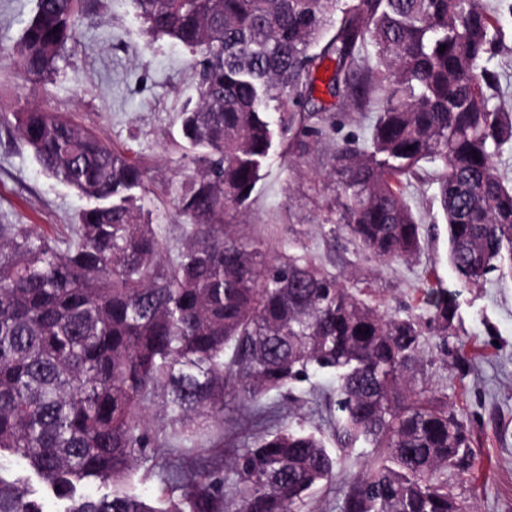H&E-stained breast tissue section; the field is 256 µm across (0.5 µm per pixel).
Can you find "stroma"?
<instances>
[{
	"label": "stroma",
	"instance_id": "obj_1",
	"mask_svg": "<svg viewBox=\"0 0 512 512\" xmlns=\"http://www.w3.org/2000/svg\"><path fill=\"white\" fill-rule=\"evenodd\" d=\"M90 2L55 71L34 82L20 73L18 46L37 0H0V224H32L63 239L89 204L47 175L16 136L14 113L40 106L139 163L146 173L140 194L145 220L163 238L178 239L183 218L174 199L195 169L179 125L180 112L197 99L193 55L152 34L134 0ZM488 2L502 31L490 67L512 106V0ZM332 168L329 141L277 146L249 210L229 213V231L245 230L272 259L307 249L330 273L349 274L350 287L363 298L402 316L425 314L428 292H447L457 305L448 342L423 336L413 380L417 388L447 399L471 439L476 468L469 476H449V491L476 512H512V278L495 276L479 288L457 286L448 263V227L435 198L437 170L429 163L404 187L421 218L422 249L409 261L380 263L341 229ZM331 384L327 375L302 383L303 395L288 401L282 423L320 434L349 477L359 472L365 448L337 447L336 420L325 400ZM259 431L251 411L229 397L223 425L199 438L196 451L186 452L174 439L161 454L185 457L210 473Z\"/></svg>",
	"mask_w": 512,
	"mask_h": 512
}]
</instances>
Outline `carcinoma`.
Listing matches in <instances>:
<instances>
[{
	"instance_id": "carcinoma-1",
	"label": "carcinoma",
	"mask_w": 512,
	"mask_h": 512,
	"mask_svg": "<svg viewBox=\"0 0 512 512\" xmlns=\"http://www.w3.org/2000/svg\"><path fill=\"white\" fill-rule=\"evenodd\" d=\"M149 29L195 56L198 99L180 113L196 175L176 206V250L141 221L145 172L82 126L41 107L14 113L15 131L45 172L93 201L59 240L0 224V512H303L308 493L341 481L324 440L277 428L271 393L318 372L335 378L336 444L372 453L344 481L340 512H473L448 475L475 465L448 403L408 378L423 336L418 317L366 303L307 252L271 260L256 241L224 234L243 212L275 141L317 144L337 117L313 106L316 73L349 105L383 98L367 138L336 144L339 223L378 260L407 261L420 222L404 180L440 169L448 262L465 288L512 272V186L496 167L512 145V112L489 68L501 34L486 0H135ZM87 0H38L20 60L47 76L73 40ZM445 46L440 53L438 48ZM448 335L455 308L428 309ZM232 397L270 430L202 475L158 459L164 440L146 413L187 446L224 421ZM150 464L170 496L131 491ZM95 486L97 494L86 493Z\"/></svg>"
}]
</instances>
